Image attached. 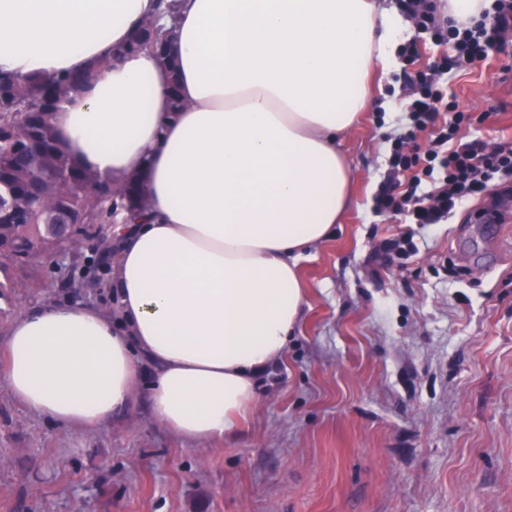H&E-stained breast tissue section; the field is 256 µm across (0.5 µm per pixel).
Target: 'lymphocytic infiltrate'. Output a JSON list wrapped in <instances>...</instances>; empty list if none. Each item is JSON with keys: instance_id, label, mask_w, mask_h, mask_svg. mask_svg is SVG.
I'll return each mask as SVG.
<instances>
[{"instance_id": "obj_1", "label": "lymphocytic infiltrate", "mask_w": 512, "mask_h": 512, "mask_svg": "<svg viewBox=\"0 0 512 512\" xmlns=\"http://www.w3.org/2000/svg\"><path fill=\"white\" fill-rule=\"evenodd\" d=\"M415 25L416 34L402 44L401 53L418 55L420 35L449 46L454 64L487 59L490 52L512 40V0H491L476 18L450 19L447 0H399ZM412 131L392 140L388 167L392 174L409 173L406 190L378 195L379 211L409 214L415 223L438 224L448 219L467 197L489 190L512 191V147H488L479 139L462 140L459 131L469 113L459 110L439 87L434 72L417 75L407 105ZM428 132V147L416 145L417 132Z\"/></svg>"}]
</instances>
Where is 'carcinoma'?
Listing matches in <instances>:
<instances>
[{
	"label": "carcinoma",
	"mask_w": 512,
	"mask_h": 512,
	"mask_svg": "<svg viewBox=\"0 0 512 512\" xmlns=\"http://www.w3.org/2000/svg\"><path fill=\"white\" fill-rule=\"evenodd\" d=\"M145 24H152V19L142 21L128 44L115 50L116 56L142 49L157 53L170 69L172 111L178 112L183 103L177 64L159 30H154V41H148ZM94 75L92 67L77 75L22 81L0 72V240L25 253L23 261L12 259L22 270L61 247L55 224L62 216L84 224L110 223L114 206L123 210L128 222L142 215L138 200L144 191L138 181L122 184V195L114 200L112 185L77 168L57 143L52 112ZM42 176L55 181L48 201L42 198L38 183Z\"/></svg>",
	"instance_id": "obj_1"
}]
</instances>
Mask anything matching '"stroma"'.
<instances>
[{
	"instance_id": "stroma-1",
	"label": "stroma",
	"mask_w": 512,
	"mask_h": 512,
	"mask_svg": "<svg viewBox=\"0 0 512 512\" xmlns=\"http://www.w3.org/2000/svg\"><path fill=\"white\" fill-rule=\"evenodd\" d=\"M447 54L429 41L370 76L341 144L351 204L301 264L307 305L239 432L190 441L155 422L147 365L131 408L94 429L53 424L0 384V512H512V209L498 233L475 222L477 197L424 227L375 209L417 71L437 67L471 113L461 136L512 141L498 85L512 44L464 70ZM408 230L414 252L379 254ZM111 274L90 239L23 273L4 266L0 338L39 306L116 314Z\"/></svg>"
}]
</instances>
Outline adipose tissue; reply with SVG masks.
<instances>
[{
    "label": "adipose tissue",
    "instance_id": "adipose-tissue-1",
    "mask_svg": "<svg viewBox=\"0 0 512 512\" xmlns=\"http://www.w3.org/2000/svg\"><path fill=\"white\" fill-rule=\"evenodd\" d=\"M155 0H0V71L98 77L52 114L76 162L144 182L150 218L116 224L120 317L89 305L17 314L7 388L62 426L96 428L154 366L151 414L192 440L232 432L306 304L300 264L350 203L337 148L406 28L377 0H180L181 111L156 54L111 60Z\"/></svg>",
    "mask_w": 512,
    "mask_h": 512
}]
</instances>
